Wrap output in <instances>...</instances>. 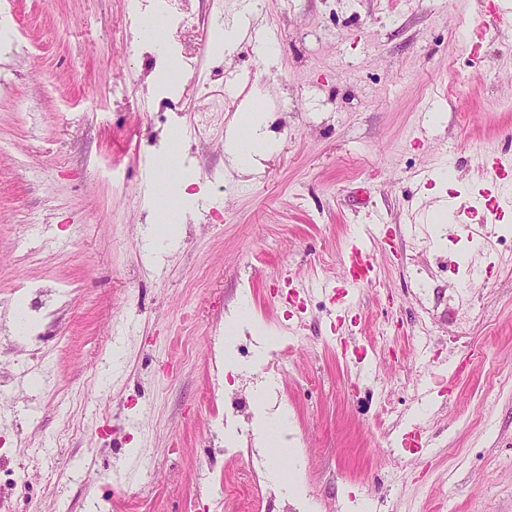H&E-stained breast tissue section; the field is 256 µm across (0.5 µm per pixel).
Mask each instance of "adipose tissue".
Returning a JSON list of instances; mask_svg holds the SVG:
<instances>
[{"label": "adipose tissue", "mask_w": 512, "mask_h": 512, "mask_svg": "<svg viewBox=\"0 0 512 512\" xmlns=\"http://www.w3.org/2000/svg\"><path fill=\"white\" fill-rule=\"evenodd\" d=\"M269 118L268 109L260 97L237 114L225 140V151L235 168L248 169L256 156L275 149V142L267 135ZM194 182L193 174L180 164L176 147H169L158 156L148 185L153 210V221L147 229L151 239L167 236L172 224L205 201L203 192L192 191Z\"/></svg>", "instance_id": "adipose-tissue-1"}]
</instances>
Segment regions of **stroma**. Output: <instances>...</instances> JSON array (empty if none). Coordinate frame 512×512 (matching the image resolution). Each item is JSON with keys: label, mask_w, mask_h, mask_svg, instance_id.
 I'll use <instances>...</instances> for the list:
<instances>
[{"label": "stroma", "mask_w": 512, "mask_h": 512, "mask_svg": "<svg viewBox=\"0 0 512 512\" xmlns=\"http://www.w3.org/2000/svg\"><path fill=\"white\" fill-rule=\"evenodd\" d=\"M181 2L248 33L230 54L193 38L200 88L162 94L153 32L122 49L132 0H0V484L30 473L12 512H252L267 459L225 437L252 432L259 387L305 487L267 512H512V214L469 202L481 156L512 155V21L489 0ZM257 94L277 147L242 173L224 135ZM215 98L223 122L185 136ZM178 130L209 199L153 243L147 173ZM446 196L481 240L428 223ZM370 213L395 237L367 243L373 279L330 325L312 282L346 286ZM238 309L269 344L227 335Z\"/></svg>", "instance_id": "35a3bbf8"}]
</instances>
